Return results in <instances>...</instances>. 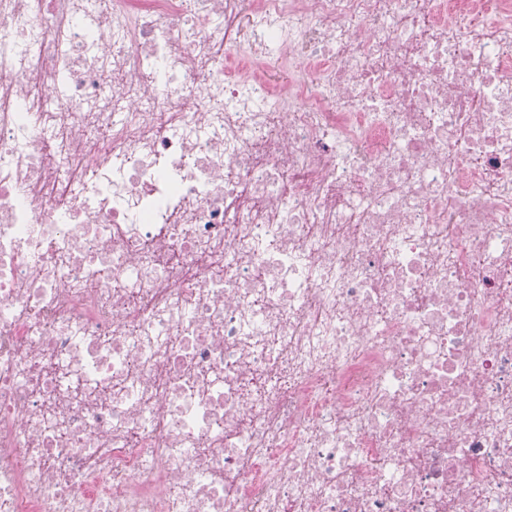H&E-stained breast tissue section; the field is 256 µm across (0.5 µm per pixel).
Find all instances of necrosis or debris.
<instances>
[{
  "mask_svg": "<svg viewBox=\"0 0 512 512\" xmlns=\"http://www.w3.org/2000/svg\"><path fill=\"white\" fill-rule=\"evenodd\" d=\"M0 512H512V0H0Z\"/></svg>",
  "mask_w": 512,
  "mask_h": 512,
  "instance_id": "obj_1",
  "label": "necrosis or debris"
}]
</instances>
